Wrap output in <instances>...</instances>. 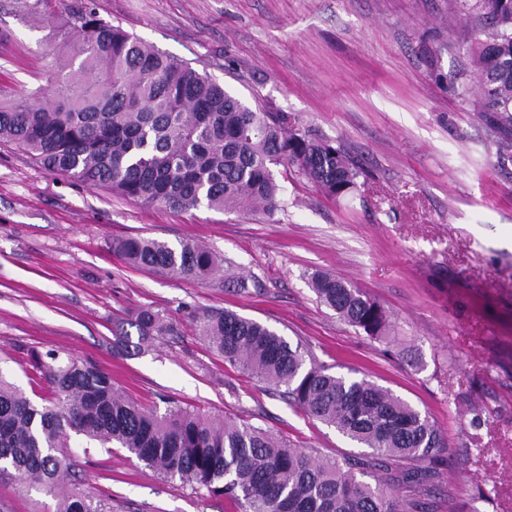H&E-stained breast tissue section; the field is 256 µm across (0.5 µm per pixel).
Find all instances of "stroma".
I'll use <instances>...</instances> for the list:
<instances>
[{"mask_svg": "<svg viewBox=\"0 0 512 512\" xmlns=\"http://www.w3.org/2000/svg\"><path fill=\"white\" fill-rule=\"evenodd\" d=\"M0 0V94L47 84L67 9H93L159 52L189 62L252 109L285 113L346 151L363 171L333 199L296 167L273 173L274 214L176 211L91 188L0 143V371L33 401L48 394L33 353L95 363L137 403L249 423L325 458L356 453L335 428L224 362L196 335L201 309H228L301 343L318 363L355 369L427 413L447 440L428 512L475 502L512 512V157L459 97L475 28L448 0H52L33 22ZM198 243L225 275L259 280L229 292L129 264L116 238ZM332 272L390 315L396 344L336 318L308 278ZM164 314L175 335L112 350L115 319ZM70 452L82 489L114 512H241L121 448ZM55 499L0 475V512H55Z\"/></svg>", "mask_w": 512, "mask_h": 512, "instance_id": "35a3bbf8", "label": "stroma"}]
</instances>
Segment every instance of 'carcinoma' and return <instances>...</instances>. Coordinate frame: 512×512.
<instances>
[{"instance_id":"cac0c4a2","label":"carcinoma","mask_w":512,"mask_h":512,"mask_svg":"<svg viewBox=\"0 0 512 512\" xmlns=\"http://www.w3.org/2000/svg\"><path fill=\"white\" fill-rule=\"evenodd\" d=\"M474 16L467 52L475 81L461 99L512 147V0H448ZM66 51L49 64L48 85L34 98L0 97V141L30 154L47 171L144 204L174 210L278 208L271 166L297 167L317 190L340 198L361 169L331 144L288 127L282 112H254L224 86L165 56L92 10L62 25ZM130 264L179 278H224L248 294L259 283L224 277L223 260L199 245L149 237L112 242ZM320 304L367 336L387 338L385 309L350 282L314 273ZM195 330L224 361L275 388L307 416L370 452L323 459L269 431L193 413L178 405L148 410L114 388L86 360L51 351L32 359L51 390L38 404L0 373V474L14 472L57 500L56 512H113L112 499L73 482L71 436L86 446L115 445L194 490L237 501L243 512H414L401 490L425 491L431 462L445 447L429 415L365 378L330 372L271 327L231 310L203 309ZM136 328L132 342L126 326ZM177 332L151 309L113 325L114 351L148 348Z\"/></svg>"}]
</instances>
